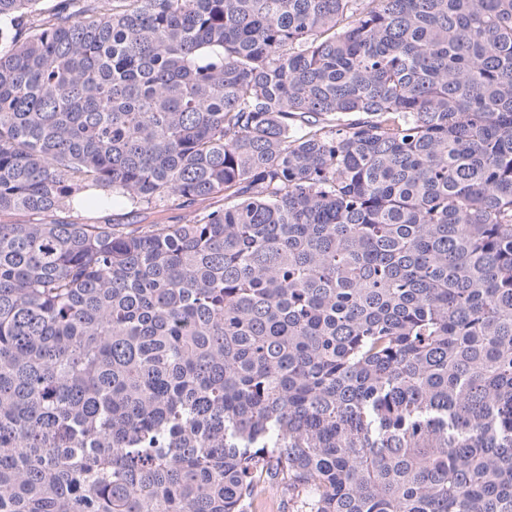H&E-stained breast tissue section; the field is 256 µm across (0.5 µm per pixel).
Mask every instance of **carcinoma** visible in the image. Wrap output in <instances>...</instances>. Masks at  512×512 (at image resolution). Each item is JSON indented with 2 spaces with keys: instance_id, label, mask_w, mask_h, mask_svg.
<instances>
[{
  "instance_id": "obj_1",
  "label": "carcinoma",
  "mask_w": 512,
  "mask_h": 512,
  "mask_svg": "<svg viewBox=\"0 0 512 512\" xmlns=\"http://www.w3.org/2000/svg\"><path fill=\"white\" fill-rule=\"evenodd\" d=\"M40 2L0 0V512H512V0ZM115 202L195 216L74 215ZM126 210H124V205L122 204H114L112 206V211L104 212L101 210H97L90 213H82L85 216L91 217H101L106 214H112L110 218L116 219V222L119 221L121 223L127 224L128 222H136V224H177V221L182 219L185 213L181 210L176 209L175 207L165 206L159 207L153 211H148L146 213H140L133 220L129 214H125ZM258 503V505H257ZM255 512H300L301 494L299 497L288 496L282 487H269L258 499Z\"/></svg>"
}]
</instances>
